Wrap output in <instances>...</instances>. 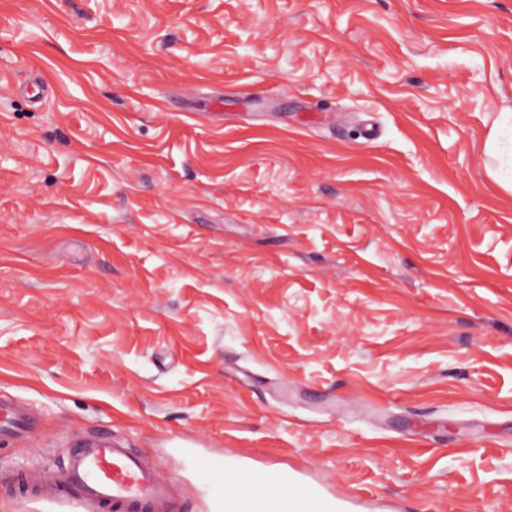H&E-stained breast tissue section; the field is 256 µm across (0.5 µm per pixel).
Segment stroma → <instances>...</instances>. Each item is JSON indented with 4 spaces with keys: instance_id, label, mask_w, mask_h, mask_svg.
Wrapping results in <instances>:
<instances>
[{
    "instance_id": "stroma-1",
    "label": "stroma",
    "mask_w": 512,
    "mask_h": 512,
    "mask_svg": "<svg viewBox=\"0 0 512 512\" xmlns=\"http://www.w3.org/2000/svg\"><path fill=\"white\" fill-rule=\"evenodd\" d=\"M507 108L512 0H0V512L85 431L184 512H512ZM483 152L494 160L493 166L486 165L488 175L502 190L512 194V110L498 112ZM37 423L35 415L24 403L0 397V441L27 438ZM295 495L256 494L237 488L231 494L218 491L214 497L218 512H330L325 497L314 487L295 483ZM302 509V510H301Z\"/></svg>"
}]
</instances>
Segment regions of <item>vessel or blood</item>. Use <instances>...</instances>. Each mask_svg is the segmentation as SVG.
Listing matches in <instances>:
<instances>
[{
	"mask_svg": "<svg viewBox=\"0 0 512 512\" xmlns=\"http://www.w3.org/2000/svg\"><path fill=\"white\" fill-rule=\"evenodd\" d=\"M36 425L24 403L0 397V441L26 438ZM23 487L27 497H61L89 512H181L160 467L109 436H74L65 463L30 473ZM215 501L219 512H329L325 497L301 483L290 495L239 488L217 492Z\"/></svg>",
	"mask_w": 512,
	"mask_h": 512,
	"instance_id": "vessel-or-blood-1",
	"label": "vessel or blood"
}]
</instances>
